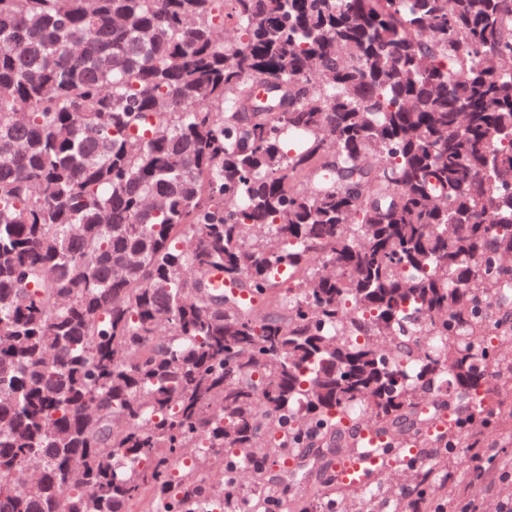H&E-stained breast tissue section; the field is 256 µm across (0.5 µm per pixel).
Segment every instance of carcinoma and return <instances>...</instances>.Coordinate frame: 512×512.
Wrapping results in <instances>:
<instances>
[{
	"mask_svg": "<svg viewBox=\"0 0 512 512\" xmlns=\"http://www.w3.org/2000/svg\"><path fill=\"white\" fill-rule=\"evenodd\" d=\"M501 61L512 0H0V512H237L235 448L320 512L365 432L361 512L439 495L512 428Z\"/></svg>",
	"mask_w": 512,
	"mask_h": 512,
	"instance_id": "1",
	"label": "carcinoma"
}]
</instances>
